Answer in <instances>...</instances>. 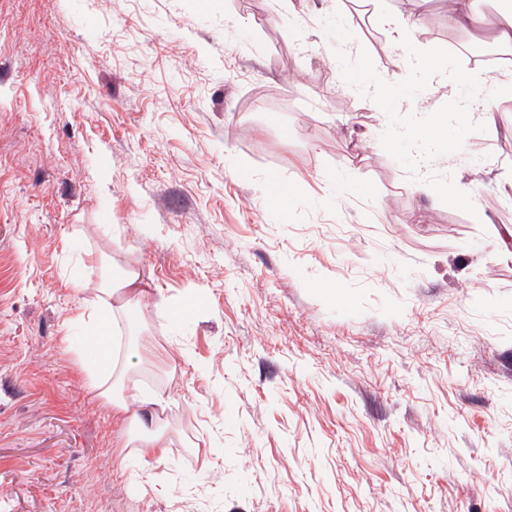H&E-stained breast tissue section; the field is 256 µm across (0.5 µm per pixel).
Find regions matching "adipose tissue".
Returning a JSON list of instances; mask_svg holds the SVG:
<instances>
[{
	"mask_svg": "<svg viewBox=\"0 0 512 512\" xmlns=\"http://www.w3.org/2000/svg\"><path fill=\"white\" fill-rule=\"evenodd\" d=\"M146 294L138 271L126 267L106 279L95 298L84 307L92 326L90 342L96 346V379L92 388L109 404L128 428V444L135 448H163L169 439L161 415L166 402L158 392L145 389L133 380L127 362L114 348L117 319L141 313Z\"/></svg>",
	"mask_w": 512,
	"mask_h": 512,
	"instance_id": "1",
	"label": "adipose tissue"
}]
</instances>
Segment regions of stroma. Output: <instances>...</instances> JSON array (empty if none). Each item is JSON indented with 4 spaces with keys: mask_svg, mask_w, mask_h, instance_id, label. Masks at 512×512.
<instances>
[{
    "mask_svg": "<svg viewBox=\"0 0 512 512\" xmlns=\"http://www.w3.org/2000/svg\"><path fill=\"white\" fill-rule=\"evenodd\" d=\"M448 8L415 46L467 40ZM413 9L0 0V512H512V96L418 168L469 215L382 148L322 26L395 84ZM118 265L147 290L120 352L168 403L144 455L78 359Z\"/></svg>",
    "mask_w": 512,
    "mask_h": 512,
    "instance_id": "35a3bbf8",
    "label": "stroma"
}]
</instances>
